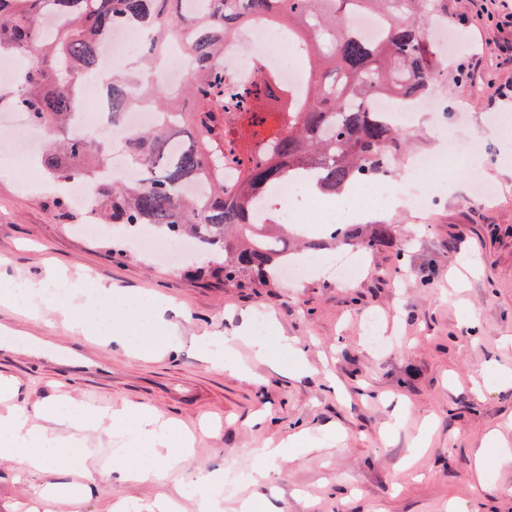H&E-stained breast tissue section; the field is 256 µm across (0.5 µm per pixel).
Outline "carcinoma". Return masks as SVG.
<instances>
[{
	"label": "carcinoma",
	"mask_w": 512,
	"mask_h": 512,
	"mask_svg": "<svg viewBox=\"0 0 512 512\" xmlns=\"http://www.w3.org/2000/svg\"><path fill=\"white\" fill-rule=\"evenodd\" d=\"M190 0H0V53L25 60L19 79L5 93L6 104L28 115L50 142L42 157L46 174L60 181L94 182L92 216L100 224H139L169 237L190 235L217 262L197 270L246 287L265 282L289 251L286 225L251 222L273 186L298 165L317 169L318 192L335 194L364 173L391 166L404 133L363 104L377 92L409 96L430 90L447 61L422 44L423 24L444 0H209L205 13ZM359 12L375 14L382 26L377 41L363 39L349 24ZM53 15V37L42 35ZM283 26L301 45L314 73L304 95L271 91L276 76L254 63L263 86L241 84L224 90V43L254 21ZM131 21L148 32L143 61L160 59L177 37L192 56L197 77L178 94L148 87L124 73L106 83L112 117L145 98L165 116L180 114L188 138L170 139L159 125L129 134L128 161L142 171L138 183L95 179L110 162L109 149L72 135L77 96L84 80L100 67L99 44L119 23ZM242 167L234 184L224 183V160ZM204 191L192 198L185 184ZM391 238L388 226L365 233L344 226L332 239L370 248Z\"/></svg>",
	"instance_id": "cac0c4a2"
}]
</instances>
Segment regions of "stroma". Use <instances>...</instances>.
<instances>
[{"label":"stroma","instance_id":"35a3bbf8","mask_svg":"<svg viewBox=\"0 0 512 512\" xmlns=\"http://www.w3.org/2000/svg\"><path fill=\"white\" fill-rule=\"evenodd\" d=\"M479 9L477 0H448V22L465 47L449 57L436 93L440 121L457 140H483L479 166L496 194L472 196L468 171L451 166L438 178L456 192L426 212L405 205L374 213L372 223L391 225L393 239L352 249L363 274L350 287L325 273L240 288L135 251L123 233L81 234L85 206L63 217L53 204L62 184L40 173L46 142L28 150L26 190L0 149V281L40 279L53 265L68 282L121 296L117 326L163 306L161 325L180 340L176 354L135 358L111 337L71 330L51 309L20 315L0 305V375L33 402L68 394L98 413L140 405L195 436L191 452L176 442L166 449L159 483L139 486L83 479L124 458L105 437L86 453L65 449L66 466L36 473L0 456V512H27L36 485L67 499L63 512H113L131 497L151 504L165 483L179 486L180 512H199L190 493L197 477L248 474L259 464L267 480L237 482L224 512H239L245 500L260 512H512V166L488 123L512 114V96L498 95L512 83V55L497 48L512 29ZM472 310L473 327L465 322ZM261 313L273 315L276 329L266 359L238 345L248 375L203 360L198 337L235 335L245 316ZM287 340L295 351L284 349ZM258 414L261 426L250 428ZM292 433L308 451L261 461L268 439Z\"/></svg>","mask_w":512,"mask_h":512}]
</instances>
